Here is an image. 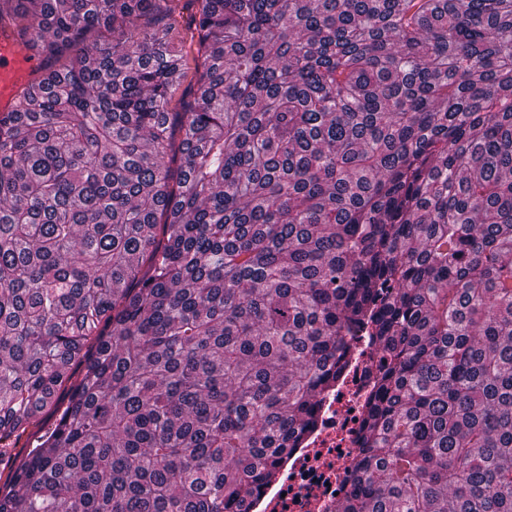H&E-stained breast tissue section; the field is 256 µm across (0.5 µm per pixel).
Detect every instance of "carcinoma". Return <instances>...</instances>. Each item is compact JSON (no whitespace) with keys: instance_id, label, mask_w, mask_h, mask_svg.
Listing matches in <instances>:
<instances>
[{"instance_id":"carcinoma-1","label":"carcinoma","mask_w":512,"mask_h":512,"mask_svg":"<svg viewBox=\"0 0 512 512\" xmlns=\"http://www.w3.org/2000/svg\"><path fill=\"white\" fill-rule=\"evenodd\" d=\"M3 25L46 73L0 115V442L81 378L0 512H248L360 332L336 512H512V0Z\"/></svg>"}]
</instances>
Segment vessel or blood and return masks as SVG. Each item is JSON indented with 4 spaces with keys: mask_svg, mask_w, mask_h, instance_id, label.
Instances as JSON below:
<instances>
[{
    "mask_svg": "<svg viewBox=\"0 0 512 512\" xmlns=\"http://www.w3.org/2000/svg\"><path fill=\"white\" fill-rule=\"evenodd\" d=\"M41 64V57L28 52L12 31L0 30V114L12 111Z\"/></svg>",
    "mask_w": 512,
    "mask_h": 512,
    "instance_id": "1",
    "label": "vessel or blood"
}]
</instances>
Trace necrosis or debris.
Masks as SVG:
<instances>
[{
    "label": "necrosis or debris",
    "instance_id": "obj_1",
    "mask_svg": "<svg viewBox=\"0 0 512 512\" xmlns=\"http://www.w3.org/2000/svg\"><path fill=\"white\" fill-rule=\"evenodd\" d=\"M350 343L358 356L323 396L315 428L289 454L277 480L251 500L250 512H336L358 452L360 413L377 376L370 340L354 336Z\"/></svg>",
    "mask_w": 512,
    "mask_h": 512
}]
</instances>
